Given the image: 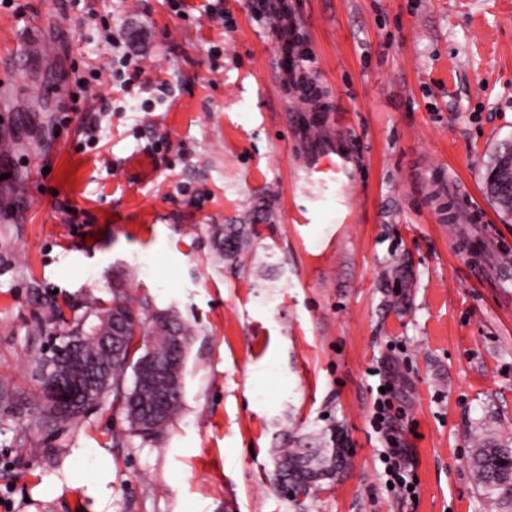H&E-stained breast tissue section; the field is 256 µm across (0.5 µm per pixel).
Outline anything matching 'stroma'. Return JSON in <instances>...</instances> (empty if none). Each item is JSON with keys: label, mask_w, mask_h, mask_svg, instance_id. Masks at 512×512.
Here are the masks:
<instances>
[{"label": "stroma", "mask_w": 512, "mask_h": 512, "mask_svg": "<svg viewBox=\"0 0 512 512\" xmlns=\"http://www.w3.org/2000/svg\"><path fill=\"white\" fill-rule=\"evenodd\" d=\"M186 2L195 18L168 0L0 4V512H512L473 466L512 447V280L476 278L485 246L512 252L484 188L512 141V0H221L220 20ZM106 22L146 74L96 86L85 111L121 108L91 145L67 106L77 71L109 66ZM301 44L312 60L282 66ZM339 146L356 181L308 180ZM215 224L255 225L242 263L217 256ZM116 287L193 332L182 411L153 441L111 402L53 424L37 398L41 344ZM373 368L410 498L382 476ZM337 438V479L282 487L285 449Z\"/></svg>", "instance_id": "35a3bbf8"}]
</instances>
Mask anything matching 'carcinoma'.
<instances>
[{
    "label": "carcinoma",
    "instance_id": "1",
    "mask_svg": "<svg viewBox=\"0 0 512 512\" xmlns=\"http://www.w3.org/2000/svg\"><path fill=\"white\" fill-rule=\"evenodd\" d=\"M211 235L218 256L226 262L237 263L248 251L252 225L217 224L211 226ZM147 306V302L134 303L125 292L116 288L110 303L95 305V321L88 327L83 320L75 322L60 346H67L75 339L80 342L84 357H97L102 354V339L110 333V323L103 316L110 313L126 322L129 336L123 357L114 362L111 385L100 389L95 406L112 399V406L125 414L128 434L153 441L181 412L183 383L179 375L186 367L191 330L167 310L153 311L155 315L165 316L164 322L146 323L143 309ZM148 356L176 381L171 388L168 415L164 419L152 416L158 398L153 386L139 383L136 377L129 385L125 381L126 371H137ZM473 462L484 490L512 502V448H478ZM346 465L344 449L339 447L290 448L280 456L278 471L281 482L295 491L307 493L320 481L334 478Z\"/></svg>",
    "mask_w": 512,
    "mask_h": 512
}]
</instances>
